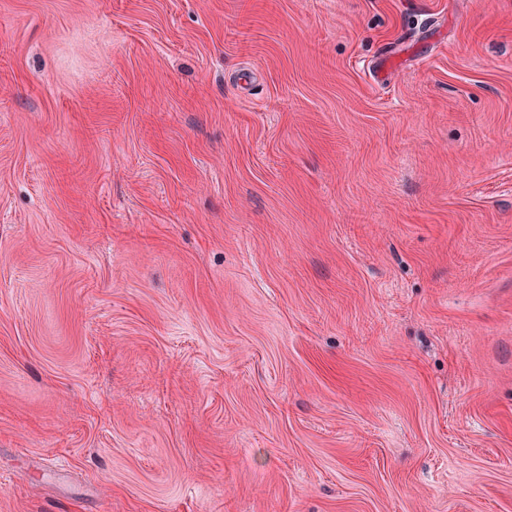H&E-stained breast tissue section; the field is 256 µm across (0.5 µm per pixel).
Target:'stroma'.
<instances>
[{"label":"stroma","mask_w":512,"mask_h":512,"mask_svg":"<svg viewBox=\"0 0 512 512\" xmlns=\"http://www.w3.org/2000/svg\"><path fill=\"white\" fill-rule=\"evenodd\" d=\"M0 512H512V0H0Z\"/></svg>","instance_id":"stroma-1"}]
</instances>
